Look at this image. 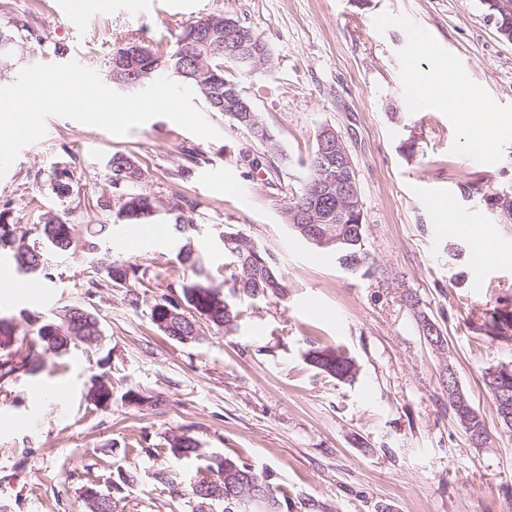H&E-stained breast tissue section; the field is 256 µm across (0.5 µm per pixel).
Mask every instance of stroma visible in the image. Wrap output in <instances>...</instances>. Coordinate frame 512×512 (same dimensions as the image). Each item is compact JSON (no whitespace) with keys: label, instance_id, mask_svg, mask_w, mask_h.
<instances>
[{"label":"stroma","instance_id":"35a3bbf8","mask_svg":"<svg viewBox=\"0 0 512 512\" xmlns=\"http://www.w3.org/2000/svg\"><path fill=\"white\" fill-rule=\"evenodd\" d=\"M219 14L251 27L273 51L274 69L238 81L280 144L281 188L265 183L271 159L262 147L219 112L206 115L216 140L165 117L123 136L52 117L48 135L22 149L0 179V211L28 244H41L48 214L68 212L82 240L110 225L103 246L140 265L146 284L142 306L131 308L106 283L98 253L47 250L37 291L0 304L14 325V360L41 363L0 381V512H86L89 487L112 493L118 512H191L180 492L204 463L171 456L167 440L182 432L206 453L272 471L293 502L312 499L325 512H512V433L503 432L482 381L487 368L512 366V340L471 328L497 300L512 298V258L476 263L467 237L443 226L435 209L450 205L462 224L484 225L512 247V219L485 202L512 194V133L497 137L492 153L476 151L459 113L414 106L410 83L412 69L431 78L448 67L493 116L512 121V42L480 0H88L77 18L65 15L63 0H0V26L26 23L16 69L75 59L102 76L127 37L170 48L182 26ZM420 29L435 48L413 68ZM324 128L342 138L356 167L365 243L376 259L368 275L342 269L282 217ZM192 149L201 164L190 179H176ZM117 151L139 165L142 192L196 202L187 242L215 283L224 280L220 236L237 231L274 256L286 298L242 300L235 336L204 320L197 340L160 336L148 307L190 277L177 259L185 241L167 230L127 247L106 181ZM245 154L259 157L261 169L247 171ZM59 165L74 173L66 198L50 186ZM217 173L236 191H215ZM66 306L91 311L101 340L61 357L42 353L37 328ZM423 314L442 329L445 348L424 338ZM324 346L356 360L354 382L310 364L308 350ZM450 368L485 422L482 446L470 444L448 404ZM102 374L112 381L106 409L87 398ZM130 391L164 404H131ZM127 475L133 483H124Z\"/></svg>","mask_w":512,"mask_h":512}]
</instances>
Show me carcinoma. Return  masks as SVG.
<instances>
[{
	"label": "carcinoma",
	"mask_w": 512,
	"mask_h": 512,
	"mask_svg": "<svg viewBox=\"0 0 512 512\" xmlns=\"http://www.w3.org/2000/svg\"><path fill=\"white\" fill-rule=\"evenodd\" d=\"M214 17L201 18L187 24L177 34L174 47L169 51H160L153 45L130 37L123 45L112 51L109 59L108 73L120 70L128 75L142 74V81L152 82L163 75H173L182 82L193 86L211 112H222L232 124L238 128L244 127V121L249 119L248 112L224 111V83H236L231 78L230 69L234 68L229 60L231 51L224 43H219L211 51L205 53L203 63L185 60L182 52L194 49L193 42L197 29L210 27ZM23 52V45L17 40L10 29L0 28V73L8 72L13 66V58ZM319 146H314L309 156L307 174L300 191L292 196L283 210V217L288 227L299 237L306 240L308 236L300 229V225L292 224L289 212L300 204L307 203L313 184L323 177V171L317 166ZM109 183L118 192L119 205L115 212L118 222L127 226L152 224L159 221L171 225L173 232L179 237L195 228L192 214L196 205L191 201L173 204L164 209L159 199L134 189L139 181L141 171L134 160L123 152H115L107 162ZM74 174L66 166L57 167L51 173L52 187L60 198H67L72 191ZM324 209L330 219L318 225L322 231L339 238L330 244L322 246L336 256V260L345 270L370 273L375 268V258L365 245V224L355 225L344 213L343 205L332 197L323 202ZM105 231V226L95 232V236L78 245L75 238V227L68 218V213L48 215L45 224L40 227V234L45 244L57 252L76 251L82 247L88 251H97L100 244L96 236ZM21 238L16 235L15 224L11 223L6 212H0V248L10 250L15 267L20 273L37 277L43 272L42 252L26 249L27 266L20 268L17 249ZM224 254L228 262L224 265V283L230 285L229 293H223L221 286L214 284L204 261L189 245H184L178 252L180 263L192 272V278L176 284L177 293L166 295L151 305L150 321L156 329L172 340L180 336H188L194 332L197 319L209 321L224 334L237 332L242 318L234 298L246 297L254 301L266 299L280 300L287 295V282L269 252L255 245L240 232H224ZM108 282L113 286L126 289V298L130 305L139 306L144 287V275L140 274V266L112 256L110 249H105L101 261ZM175 315L168 317V310ZM91 321L73 327V331L57 330L62 321L54 319L44 322L37 328L38 343L44 352L57 357L68 353L70 346L81 342L87 343L102 336L98 319L94 314H88ZM170 318L166 327L158 322ZM481 336L505 337L512 332V310L508 306L493 310L490 318L474 327ZM308 360L320 372L339 382H351L358 373L355 359L339 348H315L308 352ZM26 369L34 372L38 369L35 362H16L9 356L0 359V379L4 380L18 371ZM483 381L491 394L501 427L512 432V367H500L494 378L483 376ZM448 400L456 418L468 438L487 436L485 422L480 414L472 407L466 394L459 388L453 373H448L446 380ZM169 451L178 460L201 458L198 440L186 433L175 434L168 440ZM205 470L215 474L220 471L229 473L235 469L248 473L252 479L247 481H224L223 487L214 488L217 494L214 499H206L196 495V490H205L207 477L194 480L189 486V502L193 504V512H200L201 504L217 502L223 505V512H261L256 505L246 506L252 497L262 491L277 493L278 487L271 482V475L259 473L253 465L239 457L212 455L205 459Z\"/></svg>",
	"instance_id": "carcinoma-1"
}]
</instances>
